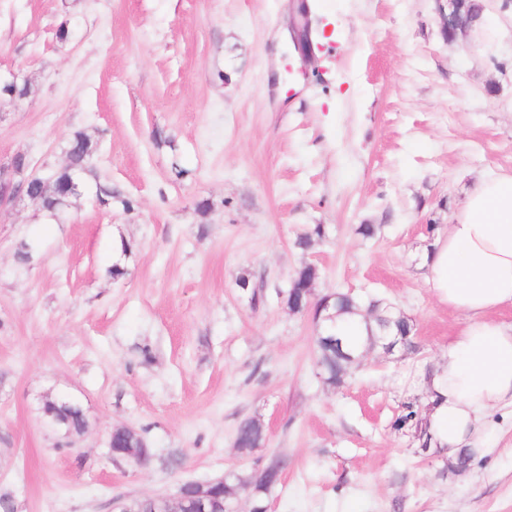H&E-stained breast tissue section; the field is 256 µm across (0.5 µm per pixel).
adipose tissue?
Wrapping results in <instances>:
<instances>
[{
    "mask_svg": "<svg viewBox=\"0 0 512 512\" xmlns=\"http://www.w3.org/2000/svg\"><path fill=\"white\" fill-rule=\"evenodd\" d=\"M423 263L434 297L465 317L428 382L431 446L451 461L464 448L491 452L493 415L512 408V322L496 317L512 308V172L480 179Z\"/></svg>",
    "mask_w": 512,
    "mask_h": 512,
    "instance_id": "obj_1",
    "label": "adipose tissue"
}]
</instances>
